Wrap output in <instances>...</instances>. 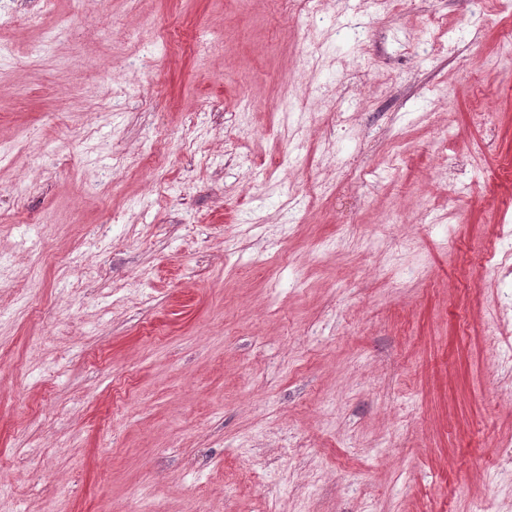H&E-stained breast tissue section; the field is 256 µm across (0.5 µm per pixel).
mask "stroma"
<instances>
[{
	"label": "stroma",
	"mask_w": 512,
	"mask_h": 512,
	"mask_svg": "<svg viewBox=\"0 0 512 512\" xmlns=\"http://www.w3.org/2000/svg\"><path fill=\"white\" fill-rule=\"evenodd\" d=\"M511 42L0 0V512H512Z\"/></svg>",
	"instance_id": "35a3bbf8"
}]
</instances>
